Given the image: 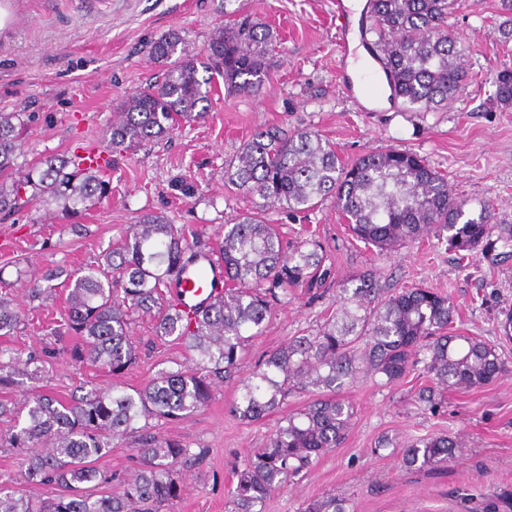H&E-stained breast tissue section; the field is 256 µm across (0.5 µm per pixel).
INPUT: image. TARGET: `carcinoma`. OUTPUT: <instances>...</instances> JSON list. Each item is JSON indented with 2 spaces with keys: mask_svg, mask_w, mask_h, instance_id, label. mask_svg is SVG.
Listing matches in <instances>:
<instances>
[{
  "mask_svg": "<svg viewBox=\"0 0 512 512\" xmlns=\"http://www.w3.org/2000/svg\"><path fill=\"white\" fill-rule=\"evenodd\" d=\"M460 0H369L368 31L376 46L392 95L435 112L464 87L468 47L448 32V16ZM277 44L273 29L247 16L210 39L204 57L186 51L177 30L153 44L155 59L166 64L162 81L127 96L119 118L106 130L110 148L160 141L183 124L204 119L214 77L227 94H248L264 83ZM205 75L198 76L199 71ZM495 103L512 106V70L498 72ZM28 122L24 112L0 113V214L11 216L28 205H56L71 231H85L86 211L112 196V180L99 167H80L82 155L50 154L21 176L17 151ZM224 183L262 203L234 224L224 225L218 253L224 264V295L187 319L167 298L199 250L197 231L172 223L161 212L142 213L121 243L90 258L74 273L59 268L34 283L29 298L44 305L57 295L53 281L63 279L66 313L62 323L47 324V349L26 356L0 347V392L21 389L18 407L0 398V420L13 422L0 434V447L28 455L25 482L56 485L67 494L42 500L26 490L0 485V512H171L180 498L181 467L202 461L207 450H194L156 432L157 423L181 420L207 406L215 380L233 377L252 341L260 336L279 292L303 288L321 298L334 285V263L314 240L290 242L266 209L278 205L293 215L307 214L331 198L352 236L367 246L391 250L430 233L448 249L470 259L501 243L512 242V229L493 234L491 205L465 217L448 179L412 151L376 148L344 162L333 144L313 129L286 132L256 130L224 165ZM170 196L183 201L200 194L192 177L169 184ZM336 315L315 333L293 336L265 355L241 380L234 411L256 421L280 409L288 397L311 392L317 398L282 418L262 448L236 472L232 512H261L275 491L308 471L322 455L339 447L354 407L336 391L361 374L386 383L406 378L418 364L439 386L482 387L506 372L495 346L453 330L454 300L430 288H400L386 294L373 272L343 286ZM154 313L155 335L172 339L196 353L192 370L161 369L142 388L129 393L118 386H79L80 394L61 401L32 388L52 355L75 365L90 363L113 376L137 359L131 336L133 315ZM26 326L6 292L0 293V335ZM117 440H129L141 467L120 482V490L95 497L82 485L112 482L96 461ZM458 443L448 436L419 439L405 446L408 468L435 467L455 456ZM304 512H346L332 495L315 500ZM479 512H512V494L487 498Z\"/></svg>",
  "mask_w": 512,
  "mask_h": 512,
  "instance_id": "cac0c4a2",
  "label": "carcinoma"
}]
</instances>
